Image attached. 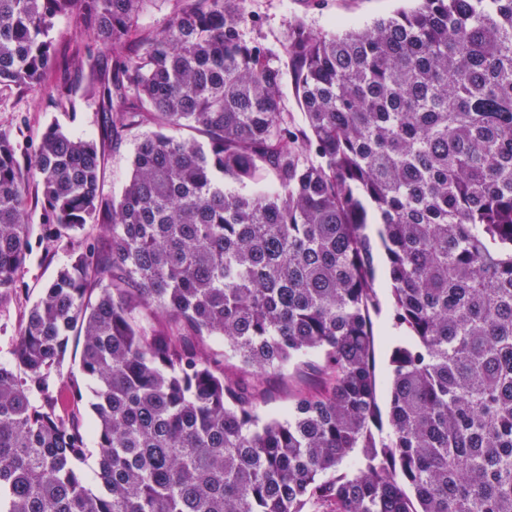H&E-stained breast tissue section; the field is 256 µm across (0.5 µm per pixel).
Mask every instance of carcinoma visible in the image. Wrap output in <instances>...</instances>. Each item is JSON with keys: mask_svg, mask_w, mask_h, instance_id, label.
<instances>
[{"mask_svg": "<svg viewBox=\"0 0 512 512\" xmlns=\"http://www.w3.org/2000/svg\"><path fill=\"white\" fill-rule=\"evenodd\" d=\"M143 2L0 0V86L36 82L74 13L112 53L86 88L112 135L154 127L112 198L94 140L51 124L33 149L0 129V300L32 252L30 193L47 254L109 225L0 365V512H512V0H415L344 31L296 19L280 66L243 38V0H176L151 32ZM78 90L62 80L57 104ZM380 262L405 331L386 432ZM75 336L89 428L62 372ZM291 365L315 385L262 420ZM98 459L99 454L95 439L88 436L86 455L78 466L85 477L87 485L92 489H95L97 486L96 471L98 469Z\"/></svg>", "mask_w": 512, "mask_h": 512, "instance_id": "obj_1", "label": "carcinoma"}]
</instances>
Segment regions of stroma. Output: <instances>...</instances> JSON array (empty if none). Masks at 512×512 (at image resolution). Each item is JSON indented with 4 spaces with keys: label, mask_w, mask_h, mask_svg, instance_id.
Instances as JSON below:
<instances>
[{
    "label": "stroma",
    "mask_w": 512,
    "mask_h": 512,
    "mask_svg": "<svg viewBox=\"0 0 512 512\" xmlns=\"http://www.w3.org/2000/svg\"><path fill=\"white\" fill-rule=\"evenodd\" d=\"M246 11L258 20L257 26H244L245 39L260 40L271 65H280L283 41L288 23L305 20L321 30L346 29L371 24L374 20L410 9L409 0H245ZM56 61L39 82L27 87H0V129L20 131L29 144H38L50 123H58L63 131L93 139L104 146L102 189L105 195H120L130 175L131 160L142 128L125 132L122 139L109 137L111 117L97 101L84 99L74 107L61 108L55 101L62 79L83 83L87 74L67 71L66 62L75 52L94 48V40L79 26L75 16L58 17L52 33ZM72 248L70 240H61L51 254L34 251L22 275L16 294L0 300V363L13 360L15 331L43 289L63 267ZM386 266L377 270L376 290L380 309L372 316L374 323L375 367L378 379L377 399L380 409L389 406L387 377L389 360L400 331L394 325L392 302Z\"/></svg>",
    "instance_id": "obj_1"
}]
</instances>
